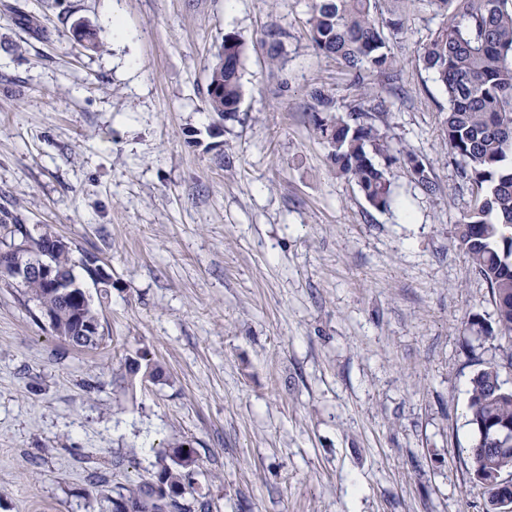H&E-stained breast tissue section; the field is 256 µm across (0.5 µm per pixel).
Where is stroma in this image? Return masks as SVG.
Here are the masks:
<instances>
[{
    "mask_svg": "<svg viewBox=\"0 0 512 512\" xmlns=\"http://www.w3.org/2000/svg\"><path fill=\"white\" fill-rule=\"evenodd\" d=\"M310 5L0 0V211L112 277L95 349L0 279V512H104L186 441L210 512H486L469 382L495 361L512 389V341L467 324L496 315L456 240L471 195L448 99L418 59L440 18L403 0L398 77L369 79L391 151L437 184L393 165L397 203L379 211L313 130L314 90L343 110L362 95L313 50ZM228 31L246 55L220 121L205 91ZM139 349L164 380L127 382Z\"/></svg>",
    "mask_w": 512,
    "mask_h": 512,
    "instance_id": "obj_1",
    "label": "stroma"
}]
</instances>
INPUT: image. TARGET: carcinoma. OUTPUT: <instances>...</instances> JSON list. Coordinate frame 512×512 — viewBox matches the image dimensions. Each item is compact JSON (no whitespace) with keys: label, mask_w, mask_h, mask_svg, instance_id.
Instances as JSON below:
<instances>
[{"label":"carcinoma","mask_w":512,"mask_h":512,"mask_svg":"<svg viewBox=\"0 0 512 512\" xmlns=\"http://www.w3.org/2000/svg\"><path fill=\"white\" fill-rule=\"evenodd\" d=\"M397 0H312L308 18L313 49L344 64L357 85L377 75L387 82L397 79L388 35L403 31ZM441 22L418 49L423 67L432 72L448 98L443 122L448 155L461 179L469 184L471 211L458 224L459 245L487 283L496 307L495 325L472 317L469 325L479 335L512 339V0H426ZM224 52L217 53L208 84L224 85V94L206 92L208 110L222 119L234 116L242 97L245 43L235 32L224 34ZM316 134L329 148L336 174L355 183L368 204L388 210L395 202L390 170L401 162L426 191L436 183L422 160L407 152L391 153L376 121L377 107L354 108L337 114L334 99L316 90L312 94ZM385 164L379 165L375 158ZM41 247L22 218L4 212L0 220V261L18 262ZM45 259L66 282L52 288L38 278L19 284L26 301L38 311L53 314L55 325L73 331L80 325L99 328L94 336H75L74 347L96 348L105 339L99 312L91 303L84 281L100 284L99 258L79 246L60 250ZM80 268L81 274L75 273ZM469 424L475 439L468 449L473 483L491 470H512V447L502 450L498 432L512 427V389L500 380V365L487 363L470 379L467 402ZM194 448L178 444L159 452L156 469L149 477L119 486L107 498V512H208L206 501L195 496L191 467ZM158 485L155 492L152 485Z\"/></svg>","instance_id":"1"}]
</instances>
